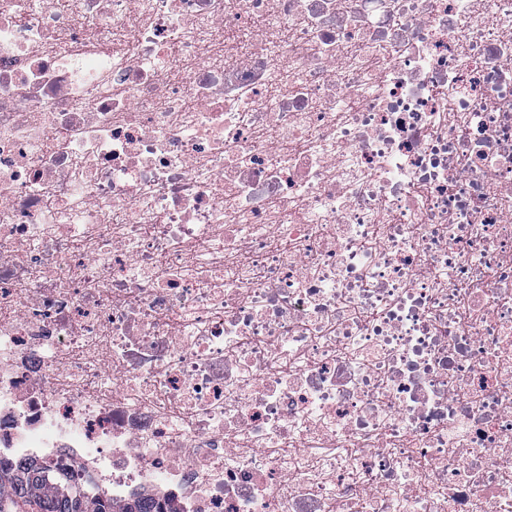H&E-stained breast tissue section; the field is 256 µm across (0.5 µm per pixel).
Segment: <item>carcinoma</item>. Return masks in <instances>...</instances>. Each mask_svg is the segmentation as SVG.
I'll list each match as a JSON object with an SVG mask.
<instances>
[{
    "mask_svg": "<svg viewBox=\"0 0 512 512\" xmlns=\"http://www.w3.org/2000/svg\"><path fill=\"white\" fill-rule=\"evenodd\" d=\"M0 512H113L109 499L84 490L72 472L0 460ZM120 512H180L174 499L156 503L142 497Z\"/></svg>",
    "mask_w": 512,
    "mask_h": 512,
    "instance_id": "cac0c4a2",
    "label": "carcinoma"
}]
</instances>
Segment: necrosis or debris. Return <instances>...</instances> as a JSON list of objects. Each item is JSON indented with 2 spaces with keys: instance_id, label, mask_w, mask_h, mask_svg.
<instances>
[{
  "instance_id": "4bbe7bcc",
  "label": "necrosis or debris",
  "mask_w": 512,
  "mask_h": 512,
  "mask_svg": "<svg viewBox=\"0 0 512 512\" xmlns=\"http://www.w3.org/2000/svg\"><path fill=\"white\" fill-rule=\"evenodd\" d=\"M0 457L512 512V0H0Z\"/></svg>"
}]
</instances>
